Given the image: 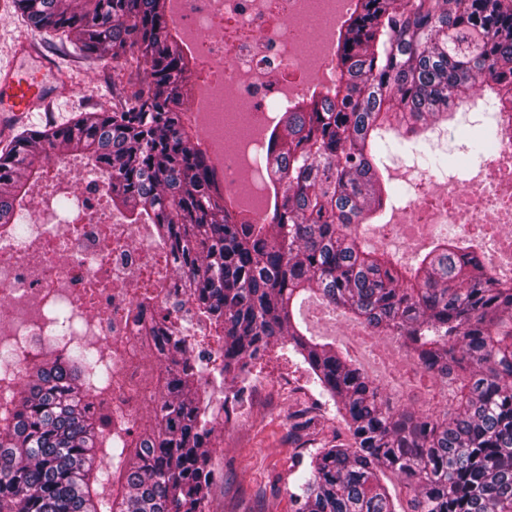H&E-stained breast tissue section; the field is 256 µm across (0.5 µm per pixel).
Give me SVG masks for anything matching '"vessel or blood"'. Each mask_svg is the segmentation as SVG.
I'll list each match as a JSON object with an SVG mask.
<instances>
[{
    "mask_svg": "<svg viewBox=\"0 0 512 512\" xmlns=\"http://www.w3.org/2000/svg\"><path fill=\"white\" fill-rule=\"evenodd\" d=\"M16 54L32 60L33 65L0 67V114L13 119L49 107L64 84L62 73L51 61L40 57L31 43L19 44Z\"/></svg>",
    "mask_w": 512,
    "mask_h": 512,
    "instance_id": "obj_1",
    "label": "vessel or blood"
}]
</instances>
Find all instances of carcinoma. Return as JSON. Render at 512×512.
Returning <instances> with one entry per match:
<instances>
[{
    "instance_id": "1",
    "label": "carcinoma",
    "mask_w": 512,
    "mask_h": 512,
    "mask_svg": "<svg viewBox=\"0 0 512 512\" xmlns=\"http://www.w3.org/2000/svg\"><path fill=\"white\" fill-rule=\"evenodd\" d=\"M13 7L76 57L112 58V106L25 130L0 151V230L23 238L29 186L49 154L78 157L107 174L112 206L130 223L154 226L192 307L184 317L160 305V279L139 294L130 345L155 358L136 388L148 415L119 405L107 435L93 392L120 379L99 348L57 336L65 355L30 361L0 401V512H208L218 414L201 399L196 325L220 336L224 381L288 341L352 431L351 447L309 456L293 492L299 512H512V279L446 233L408 266L358 232L395 195L382 129L418 145L478 80L491 93L486 109L512 110V0H357L337 38L333 86L289 105L269 137L281 202L256 224L225 206L186 123L193 56L166 0ZM472 130L462 146L471 155L500 144L499 123ZM305 298L393 337L403 383L413 392L443 382L448 400L424 413L397 407L349 352L302 331L294 309Z\"/></svg>"
}]
</instances>
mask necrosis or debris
<instances>
[{
  "label": "necrosis or debris",
  "instance_id": "1",
  "mask_svg": "<svg viewBox=\"0 0 512 512\" xmlns=\"http://www.w3.org/2000/svg\"><path fill=\"white\" fill-rule=\"evenodd\" d=\"M349 0H174L172 23L190 39L205 73L201 89L235 111L236 148L222 150L221 123L201 121L205 151L219 170L225 191H245L259 204L265 175L257 154L265 142L258 131L273 98L314 92L319 78L336 69L324 50L330 30L324 21L339 16ZM505 135L479 181L440 182L418 175L425 192L408 199V224H448L460 241L482 235L512 250V113L503 116ZM75 205L57 214L53 199L35 197L29 236L17 243L0 237V342L18 349L12 367L0 372V392L18 386L34 338L55 333L50 307L66 303L122 377L133 372L126 346L137 327L126 310L135 301L159 255L156 244L136 239L134 225L114 222L100 203L108 194L105 175H83L76 187L58 182Z\"/></svg>",
  "mask_w": 512,
  "mask_h": 512
}]
</instances>
